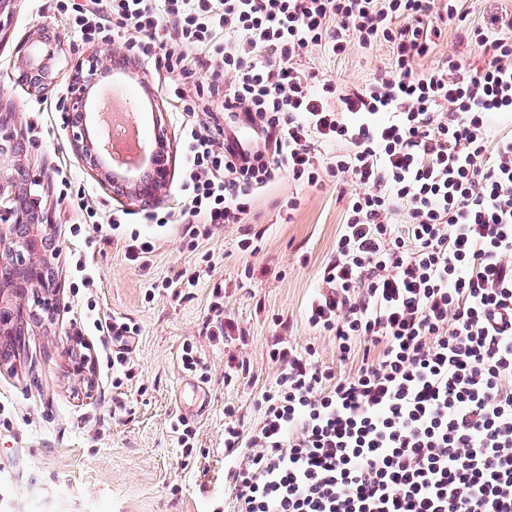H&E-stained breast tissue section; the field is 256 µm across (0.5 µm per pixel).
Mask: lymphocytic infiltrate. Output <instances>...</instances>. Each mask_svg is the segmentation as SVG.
I'll list each match as a JSON object with an SVG mask.
<instances>
[{
  "label": "lymphocytic infiltrate",
  "instance_id": "f902f5d3",
  "mask_svg": "<svg viewBox=\"0 0 512 512\" xmlns=\"http://www.w3.org/2000/svg\"><path fill=\"white\" fill-rule=\"evenodd\" d=\"M467 16L466 0H86L73 19L162 58L195 117L185 208L152 223L198 240L283 175L361 187L307 310L351 371L272 337L261 420L224 425L237 512H512V130L489 124L512 115V19ZM451 22L484 64L421 69ZM381 42L392 62L361 88L299 67Z\"/></svg>",
  "mask_w": 512,
  "mask_h": 512
}]
</instances>
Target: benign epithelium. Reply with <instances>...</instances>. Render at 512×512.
Masks as SVG:
<instances>
[{
	"mask_svg": "<svg viewBox=\"0 0 512 512\" xmlns=\"http://www.w3.org/2000/svg\"><path fill=\"white\" fill-rule=\"evenodd\" d=\"M63 44L62 36L43 27L16 45L15 70L17 82L37 92L54 80L51 61ZM133 61L130 54L111 46L97 49L78 61L72 70L66 95V112L71 128L70 145L80 160L105 183H116L112 170L89 135V113L86 112L89 90L99 77L113 71L116 64ZM21 144L11 116L0 113V252L11 267L20 273L35 271V256L42 249L41 239L47 236L44 216L40 210V181L28 173L18 174ZM170 156L162 151L155 159L152 173L136 182L128 192L131 199L149 204L164 188L169 174ZM51 284L32 280L31 289L13 292L0 287V306H19L29 303L49 305Z\"/></svg>",
	"mask_w": 512,
	"mask_h": 512,
	"instance_id": "1",
	"label": "benign epithelium"
}]
</instances>
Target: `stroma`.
Wrapping results in <instances>:
<instances>
[{
  "label": "stroma",
  "mask_w": 512,
  "mask_h": 512,
  "mask_svg": "<svg viewBox=\"0 0 512 512\" xmlns=\"http://www.w3.org/2000/svg\"><path fill=\"white\" fill-rule=\"evenodd\" d=\"M43 24L59 31L64 45L53 60L55 83L38 94L17 83L13 59L18 41ZM91 46L57 0H19L10 25L0 31V110L13 113L26 143L24 164L44 186L58 284L53 311L29 323L16 358L0 363V419L6 421L0 426V512H234L224 486V472L234 463L224 454V411L233 409L248 427L259 421L261 394L278 375L267 352L278 320H286L288 340L297 349L315 347L319 362L341 367L335 344L309 326L306 309L323 267L336 254L344 199L358 186L348 176L318 188L281 177L253 201L245 223L215 227L197 249L188 248L182 225L160 228L148 219L183 207L179 183L188 116L162 64L140 58L130 71L153 89L152 106L165 112L168 123L171 177L150 205L113 194L70 147L61 101L72 66ZM391 57L383 43L342 57L316 47L301 67L356 88ZM292 197L299 205L286 224L279 211ZM80 198L95 208V219L78 208ZM116 215L127 231L154 242L148 268L127 260L124 238L104 233ZM251 236L258 245L252 255L239 249L240 240ZM81 256L95 273L93 287H83L75 271ZM196 271L197 286L181 297L161 286ZM217 283L224 315L245 330L244 340L219 344L205 329ZM94 318L139 328L129 344L131 372L120 386H113L104 359L111 338L85 327ZM187 344L204 364L191 375L210 399L208 412L189 423L195 436L188 456L172 429L192 396L183 383ZM235 360L247 371L225 382ZM81 364L88 366L91 382L79 380L75 369Z\"/></svg>",
  "instance_id": "1"
}]
</instances>
